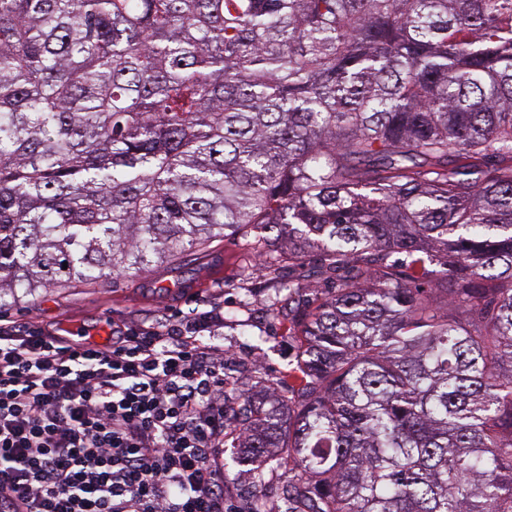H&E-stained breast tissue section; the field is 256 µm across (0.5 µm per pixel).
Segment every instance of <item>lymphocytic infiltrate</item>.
<instances>
[{"instance_id": "1", "label": "lymphocytic infiltrate", "mask_w": 512, "mask_h": 512, "mask_svg": "<svg viewBox=\"0 0 512 512\" xmlns=\"http://www.w3.org/2000/svg\"><path fill=\"white\" fill-rule=\"evenodd\" d=\"M223 327L213 306L97 344L0 317V512H236Z\"/></svg>"}]
</instances>
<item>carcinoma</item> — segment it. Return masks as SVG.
I'll return each mask as SVG.
<instances>
[{
  "mask_svg": "<svg viewBox=\"0 0 512 512\" xmlns=\"http://www.w3.org/2000/svg\"><path fill=\"white\" fill-rule=\"evenodd\" d=\"M237 235L300 341L224 395L249 512L277 453L286 512H512V0H0V309Z\"/></svg>",
  "mask_w": 512,
  "mask_h": 512,
  "instance_id": "cac0c4a2",
  "label": "carcinoma"
}]
</instances>
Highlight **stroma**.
<instances>
[{
	"label": "stroma",
	"instance_id": "35a3bbf8",
	"mask_svg": "<svg viewBox=\"0 0 512 512\" xmlns=\"http://www.w3.org/2000/svg\"><path fill=\"white\" fill-rule=\"evenodd\" d=\"M253 257L245 240L217 239L205 250L187 252L140 277L44 290L6 313L14 320L37 319L48 330L60 324L80 326L94 336L104 325L131 326L172 310L220 303L225 312L249 325L245 334L235 325H225L213 339L230 353L224 369L227 391L244 389L259 375L284 392L288 372L297 363L299 342L282 319L271 315L272 291L263 271L253 269Z\"/></svg>",
	"mask_w": 512,
	"mask_h": 512
}]
</instances>
